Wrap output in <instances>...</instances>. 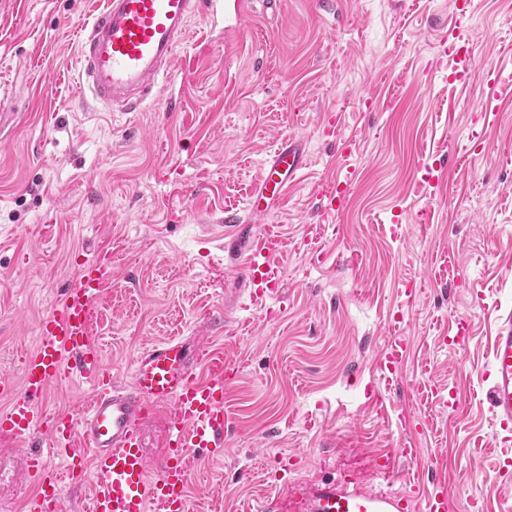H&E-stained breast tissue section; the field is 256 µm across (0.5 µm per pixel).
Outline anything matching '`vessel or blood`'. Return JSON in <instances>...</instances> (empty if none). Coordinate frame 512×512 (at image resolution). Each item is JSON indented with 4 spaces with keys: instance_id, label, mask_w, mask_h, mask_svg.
Segmentation results:
<instances>
[{
    "instance_id": "vessel-or-blood-1",
    "label": "vessel or blood",
    "mask_w": 512,
    "mask_h": 512,
    "mask_svg": "<svg viewBox=\"0 0 512 512\" xmlns=\"http://www.w3.org/2000/svg\"><path fill=\"white\" fill-rule=\"evenodd\" d=\"M251 8L252 0H105L79 45L81 85L95 102L135 109L170 74L193 16L224 15L229 38L242 34ZM304 165L298 144H278L249 196V214L265 215ZM281 246L280 236L270 230L238 244L236 272L251 298L276 294L279 281L269 259ZM110 276L106 256L83 262L43 317L39 339L24 357L21 381L0 373V395L9 399L8 408L0 411V435L28 446V476L38 486L26 512H63L64 482H81L89 473L94 482L87 512H190L193 453L222 452L228 419L223 355L209 356L211 377L201 381L186 345L168 340L135 358L130 387L113 384L90 329ZM74 373L91 384L88 407L78 417L47 414L41 401L48 387ZM485 381V399L501 432L496 445L504 471L512 466V311L498 318ZM161 404L168 408L169 453L154 466L144 453L143 435ZM42 433L56 445V454L33 449ZM299 501L302 512H447L448 489L435 485L419 504L391 491H350L331 480L306 489Z\"/></svg>"
}]
</instances>
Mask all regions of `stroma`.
<instances>
[{"label": "stroma", "mask_w": 512, "mask_h": 512, "mask_svg": "<svg viewBox=\"0 0 512 512\" xmlns=\"http://www.w3.org/2000/svg\"><path fill=\"white\" fill-rule=\"evenodd\" d=\"M102 6L0 0V371L20 377L80 260L106 253L91 331L116 385L169 339L237 368L191 512H294V486L330 478L418 498L441 483L448 512H512L483 401L512 310V0H255L238 41L223 15L195 16L174 78L132 112L81 99L79 40ZM462 52L476 65L451 76ZM288 139L306 166L247 227L283 240L265 318L235 284L224 213L245 214ZM463 320L467 343L448 345ZM90 396L72 376L43 403L78 413ZM397 448L417 455L383 470ZM34 491L0 435V512Z\"/></svg>", "instance_id": "stroma-1"}]
</instances>
